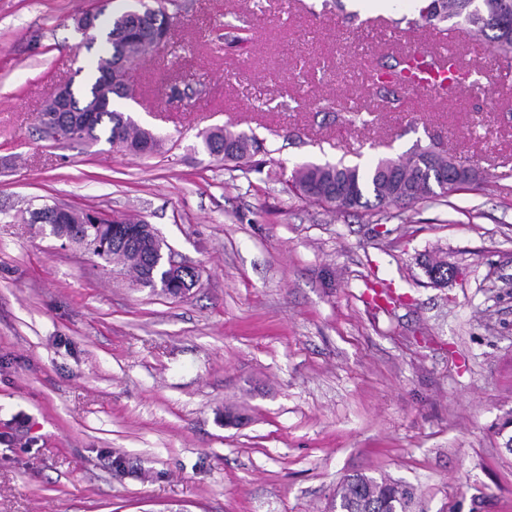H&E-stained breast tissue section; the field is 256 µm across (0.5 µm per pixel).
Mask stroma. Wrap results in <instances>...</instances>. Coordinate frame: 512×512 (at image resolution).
Instances as JSON below:
<instances>
[{
	"label": "stroma",
	"instance_id": "obj_1",
	"mask_svg": "<svg viewBox=\"0 0 512 512\" xmlns=\"http://www.w3.org/2000/svg\"><path fill=\"white\" fill-rule=\"evenodd\" d=\"M133 2L0 0V512H331L353 474L411 488V512H512V69L453 24L480 89L373 86L436 45L407 29L416 0H172L114 103L161 149L44 139L55 87L106 53L74 17ZM216 126L263 142L259 170L205 151ZM430 145L479 184L387 221L288 188ZM45 202L147 221L197 285L61 244L28 221ZM393 63L383 65L385 71H376L371 79L374 83H395L398 85L411 86L414 77L421 73L423 62L414 53L399 54L392 57Z\"/></svg>",
	"mask_w": 512,
	"mask_h": 512
}]
</instances>
